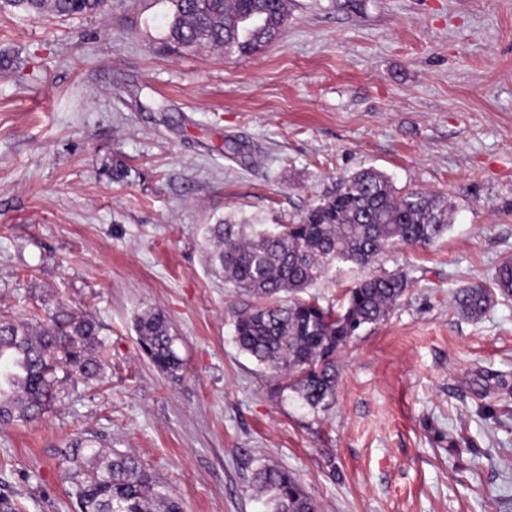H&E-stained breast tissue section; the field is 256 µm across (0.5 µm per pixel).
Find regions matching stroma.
I'll use <instances>...</instances> for the list:
<instances>
[{
  "mask_svg": "<svg viewBox=\"0 0 512 512\" xmlns=\"http://www.w3.org/2000/svg\"><path fill=\"white\" fill-rule=\"evenodd\" d=\"M166 14L0 11V313L83 314L107 346L104 381L0 429V498L75 512L59 452L81 434L138 457L183 512H261L266 462L320 512H512V296L476 320L451 304L512 258V0H288L242 59L168 50ZM370 167L447 195L451 227L306 288L336 305L367 273L410 280L337 351L315 414L237 348L258 300L211 268L203 227L295 221ZM148 308L180 338L177 375L139 351Z\"/></svg>",
  "mask_w": 512,
  "mask_h": 512,
  "instance_id": "obj_1",
  "label": "stroma"
}]
</instances>
